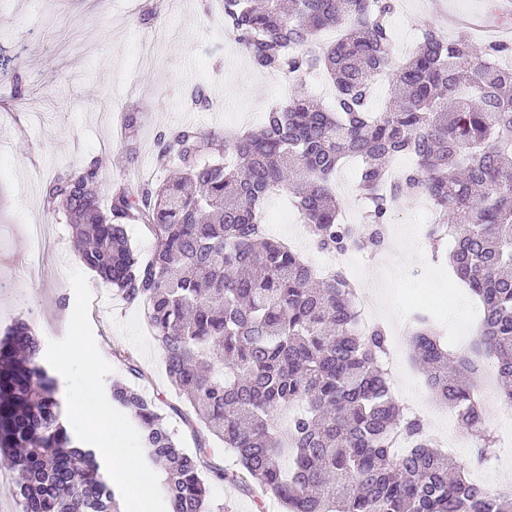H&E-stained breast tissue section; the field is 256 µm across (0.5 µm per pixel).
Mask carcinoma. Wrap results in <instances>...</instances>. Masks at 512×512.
<instances>
[{"instance_id":"1","label":"carcinoma","mask_w":512,"mask_h":512,"mask_svg":"<svg viewBox=\"0 0 512 512\" xmlns=\"http://www.w3.org/2000/svg\"><path fill=\"white\" fill-rule=\"evenodd\" d=\"M396 8L397 0H224V27L254 69L299 80L319 71L333 84V106L296 89L257 129L180 125L159 136L155 155L159 168L177 163L179 176L121 183L105 206L95 164L45 188L83 264L142 303L168 379L193 415L185 418L191 453L152 399L112 385L141 448L162 466L169 512H224L209 498L207 470L272 494L286 512H512V490L470 480L395 399L382 368L386 330H357L347 276L321 274L261 224L269 198L285 190L320 250L377 251L398 201L431 199L432 257L446 256L483 317L471 353L443 336L431 308L415 313L409 342L433 397L475 436L478 462L491 463L495 438L475 384L485 353L512 406V69L494 63L512 49L489 45L478 57L467 35L451 41L429 29L394 64ZM332 28L336 40L306 48ZM381 74L386 101L373 110ZM189 98L199 111L212 106L202 84ZM400 156L415 166L393 177ZM349 159L360 161L369 202L360 227L339 221L336 171ZM129 222L153 235L146 261L129 242ZM56 392L38 337L15 322L0 337V453L18 472L22 512H114L96 452L72 439ZM207 434L233 451L241 472L210 465Z\"/></svg>"}]
</instances>
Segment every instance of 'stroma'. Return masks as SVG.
Listing matches in <instances>:
<instances>
[{"label":"stroma","mask_w":512,"mask_h":512,"mask_svg":"<svg viewBox=\"0 0 512 512\" xmlns=\"http://www.w3.org/2000/svg\"><path fill=\"white\" fill-rule=\"evenodd\" d=\"M151 0H0V75L19 73L21 100L0 97V330L21 319L36 331L42 363L57 375L60 354H95L97 389L110 400L122 381L155 398L170 430L194 449L189 426L175 412L182 401L165 371L162 350L138 303L122 300L112 286L86 268L62 215L49 213L43 189L58 174L97 162V191L140 174L162 178L154 163L157 136L185 122L203 128L239 130L260 126L268 110L283 102L292 83L252 67L224 28L220 14L205 12L202 0H162L158 25L141 13ZM467 11L493 8V0H404L391 19L392 46L404 59L423 32L445 27L449 6ZM205 84L214 101L197 112L185 91ZM134 123L132 137L124 127ZM428 216L414 202L397 204L390 245L352 250L351 260L378 265L377 285L388 296L393 319H408L412 304L427 301L446 313L454 338L472 340L482 314L444 262L433 261L424 238ZM43 225L51 249L38 281L23 273L20 259L30 249V226ZM267 234L287 240L298 218L286 193L273 195L265 214ZM138 364L128 373L124 357ZM402 404L427 411L435 402L411 353L398 372ZM213 503L224 512H284L271 495L244 492L226 482L210 485Z\"/></svg>","instance_id":"obj_1"}]
</instances>
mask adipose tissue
Here are the masks:
<instances>
[{"instance_id":"1","label":"adipose tissue","mask_w":512,"mask_h":512,"mask_svg":"<svg viewBox=\"0 0 512 512\" xmlns=\"http://www.w3.org/2000/svg\"><path fill=\"white\" fill-rule=\"evenodd\" d=\"M57 366L70 383L77 411L86 418L85 424L80 427L81 433L89 437L97 436L104 427L111 425L112 414L92 390L97 374L94 355L89 354L79 359L65 355L59 357Z\"/></svg>"}]
</instances>
